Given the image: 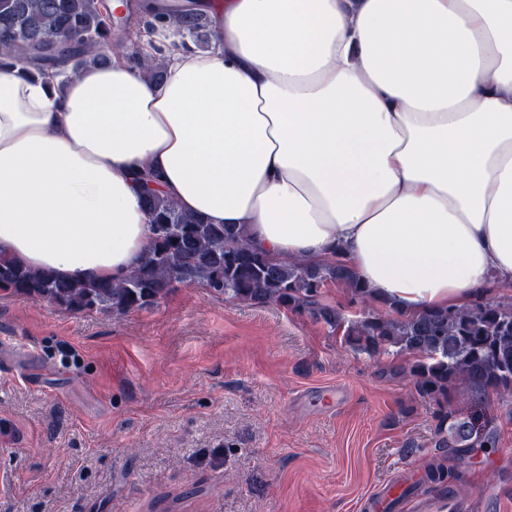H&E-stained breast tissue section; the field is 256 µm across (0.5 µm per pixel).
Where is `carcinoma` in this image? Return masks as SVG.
<instances>
[{"label": "carcinoma", "instance_id": "cac0c4a2", "mask_svg": "<svg viewBox=\"0 0 512 512\" xmlns=\"http://www.w3.org/2000/svg\"><path fill=\"white\" fill-rule=\"evenodd\" d=\"M158 23L194 38L203 49L221 38L212 19L178 5L133 29L127 17L106 11L102 0H0V67L74 75L89 63H110L106 48L115 41L125 45L122 57L145 79L159 82L167 55L141 52L142 46H153ZM136 177L146 184L143 203L152 237L145 259L125 278L68 282L0 256V291L65 309L123 314L153 306L177 286L202 284L237 301L304 310L342 333V342L357 353L415 355L410 368L415 390L445 409L442 422L448 430L438 432L441 446L480 441L472 423L448 409L452 392L460 400L488 389L512 395V302L489 301L481 294L462 307L406 316L377 300L341 258L326 263L273 259L250 243L244 226L210 224L151 188L160 178L157 171L145 167ZM329 283L346 289L350 304L363 305L360 312L351 316L320 303V290Z\"/></svg>", "mask_w": 512, "mask_h": 512}]
</instances>
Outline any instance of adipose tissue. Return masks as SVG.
<instances>
[{
  "label": "adipose tissue",
  "instance_id": "adipose-tissue-1",
  "mask_svg": "<svg viewBox=\"0 0 512 512\" xmlns=\"http://www.w3.org/2000/svg\"><path fill=\"white\" fill-rule=\"evenodd\" d=\"M222 31L59 82L0 70V254L118 280L133 173L272 257L335 256L413 316L512 279V0H190Z\"/></svg>",
  "mask_w": 512,
  "mask_h": 512
}]
</instances>
